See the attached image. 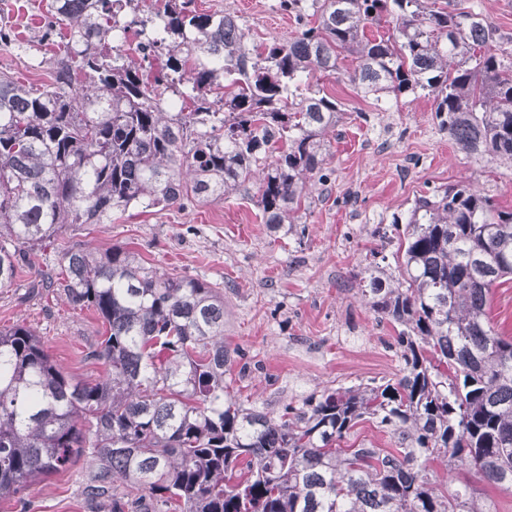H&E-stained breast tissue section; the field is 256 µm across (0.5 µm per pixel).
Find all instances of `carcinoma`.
<instances>
[{
    "label": "carcinoma",
    "instance_id": "cac0c4a2",
    "mask_svg": "<svg viewBox=\"0 0 512 512\" xmlns=\"http://www.w3.org/2000/svg\"><path fill=\"white\" fill-rule=\"evenodd\" d=\"M191 2L52 0L40 41L64 47L49 83L0 72V288L28 271L105 324L93 381L64 374L33 328H0V502L83 458L90 512H490L469 483L450 490L427 468L439 458L512 491V338L489 312L512 276V211L470 181L377 229L394 264L360 272L365 305L396 332V377L278 416L228 392L221 289L131 248L58 239L130 208L227 200L254 178L264 223L293 232L344 115L302 79L335 73L342 54L363 97H427L467 157L512 167V53L452 0H280L300 28L260 44L238 16ZM127 11L147 45L125 36ZM383 23L388 35H367ZM365 419L404 447H341Z\"/></svg>",
    "mask_w": 512,
    "mask_h": 512
}]
</instances>
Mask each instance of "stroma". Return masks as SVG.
I'll list each match as a JSON object with an SVG mask.
<instances>
[{
    "mask_svg": "<svg viewBox=\"0 0 512 512\" xmlns=\"http://www.w3.org/2000/svg\"><path fill=\"white\" fill-rule=\"evenodd\" d=\"M200 11L234 13L254 41L297 31L279 0H194ZM47 0H0V23L18 42L0 46V71L40 85L49 80L51 44L33 43ZM482 14L500 46L512 52V0H458ZM346 115L329 133V179L311 187L296 233L271 232L257 204V186L224 201L159 212L132 210L109 224H77L66 245L106 249L126 245L147 265L217 283L224 292V343L236 357L226 379L245 406L279 415L312 393L399 371L395 332L364 306L356 275L371 262L376 227L407 213L427 189L471 179L512 210V168L480 166L439 131L424 97L398 107L363 98L347 73L315 74ZM29 274L0 288V327L24 323L41 336L69 376L91 381L101 365L86 353L104 330L101 318L71 309L57 295L26 298ZM88 469L76 462L31 485L32 512H88L82 489Z\"/></svg>",
    "mask_w": 512,
    "mask_h": 512,
    "instance_id": "stroma-1",
    "label": "stroma"
}]
</instances>
